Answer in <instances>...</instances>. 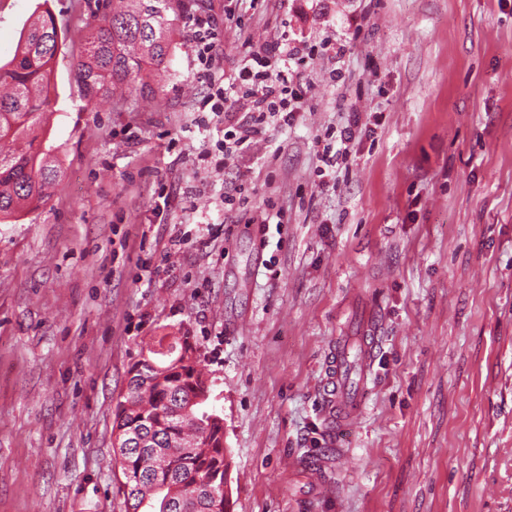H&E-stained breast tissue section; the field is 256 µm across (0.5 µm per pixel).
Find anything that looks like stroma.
<instances>
[{
	"label": "stroma",
	"instance_id": "stroma-1",
	"mask_svg": "<svg viewBox=\"0 0 512 512\" xmlns=\"http://www.w3.org/2000/svg\"><path fill=\"white\" fill-rule=\"evenodd\" d=\"M36 3L0 0L1 63ZM49 6L64 177L0 223V512H124L115 411L146 342L177 331L212 381L233 512H512V0H176L168 66L129 112L78 96L85 0ZM201 10L233 112L252 51L314 57L294 120L222 168ZM354 109L349 164L322 174L315 139ZM369 316L367 389L335 438L325 363ZM190 28V41L197 62L200 65V73L209 81L210 93L206 99V105L212 103L211 112L223 113L229 118V107L226 106L228 97L224 89L223 75L218 76L214 71L215 57L213 55V26L214 18L210 14H199L192 18ZM302 52V49L299 46L292 45L288 42L282 43V42H274L271 44L266 45L263 48V57H256L255 62L258 64V66L262 68L268 67V61L269 58L276 57L282 54H286L288 56V60H295L297 59L298 62L303 63L305 61V57L301 56L298 57V55Z\"/></svg>",
	"mask_w": 512,
	"mask_h": 512
}]
</instances>
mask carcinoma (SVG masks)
Returning <instances> with one entry per match:
<instances>
[{
  "instance_id": "obj_1",
  "label": "carcinoma",
  "mask_w": 512,
  "mask_h": 512,
  "mask_svg": "<svg viewBox=\"0 0 512 512\" xmlns=\"http://www.w3.org/2000/svg\"><path fill=\"white\" fill-rule=\"evenodd\" d=\"M172 0H116L103 13L93 12L94 24L83 55L75 67L76 82L86 104L93 107L104 101L122 109L125 102L114 100L117 87L128 83L132 74L149 66L166 68L172 44L168 12ZM63 41L54 14L46 8L33 14V21L19 35L12 57L0 65V223L18 221L25 210L48 199L62 179L59 163L49 151L34 148L46 132L43 114L52 108L51 76ZM179 354L162 370H154L143 359L130 371L127 385H148L131 391L115 414L114 430L141 433L146 447L132 450L118 460L122 480L116 494H125L123 481L131 477L138 486L131 508L142 503L149 512L158 499V490L181 506L175 512H230L228 495L220 492L224 474L231 462L224 448V419L200 410L182 408L197 397L196 387L206 370L186 348V338L171 337L170 349ZM196 447L185 448L190 438ZM207 483L218 497L192 496L189 487Z\"/></svg>"
}]
</instances>
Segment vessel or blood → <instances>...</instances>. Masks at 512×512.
Wrapping results in <instances>:
<instances>
[{"label":"vessel or blood","mask_w":512,"mask_h":512,"mask_svg":"<svg viewBox=\"0 0 512 512\" xmlns=\"http://www.w3.org/2000/svg\"><path fill=\"white\" fill-rule=\"evenodd\" d=\"M371 356L370 336H360L355 344L344 337L336 343L335 357L324 380V406L337 428L347 425L349 414L353 413L361 399Z\"/></svg>","instance_id":"vessel-or-blood-1"}]
</instances>
